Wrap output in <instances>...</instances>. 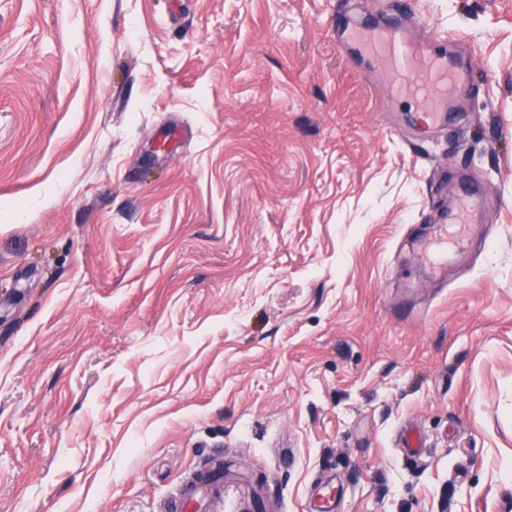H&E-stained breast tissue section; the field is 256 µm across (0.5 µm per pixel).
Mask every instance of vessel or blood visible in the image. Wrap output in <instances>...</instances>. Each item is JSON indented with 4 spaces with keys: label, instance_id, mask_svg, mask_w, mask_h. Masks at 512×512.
Returning <instances> with one entry per match:
<instances>
[{
    "label": "vessel or blood",
    "instance_id": "1",
    "mask_svg": "<svg viewBox=\"0 0 512 512\" xmlns=\"http://www.w3.org/2000/svg\"><path fill=\"white\" fill-rule=\"evenodd\" d=\"M345 42L368 53L375 67L391 77L397 95L416 99L431 113H438L445 103L449 83L466 84V70L455 67L451 60L432 52L433 35L408 36L399 17H391L374 32L364 31L353 20L341 27ZM479 204L477 197L464 195L448 215L452 224H466ZM224 497V469L219 457H211L196 466L191 476L172 490L165 508L167 512H202L206 502H219Z\"/></svg>",
    "mask_w": 512,
    "mask_h": 512
}]
</instances>
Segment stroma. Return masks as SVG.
Wrapping results in <instances>:
<instances>
[{"instance_id":"35a3bbf8","label":"stroma","mask_w":512,"mask_h":512,"mask_svg":"<svg viewBox=\"0 0 512 512\" xmlns=\"http://www.w3.org/2000/svg\"><path fill=\"white\" fill-rule=\"evenodd\" d=\"M409 2L443 124L336 39L395 0H0V512H512V0ZM479 205L477 197L467 193L458 198L456 205L448 214V221L451 224H466L472 219L474 212ZM224 458L212 456L196 466L191 476L180 481L164 503L166 512H202L207 500L224 498ZM169 510V511H168Z\"/></svg>"}]
</instances>
